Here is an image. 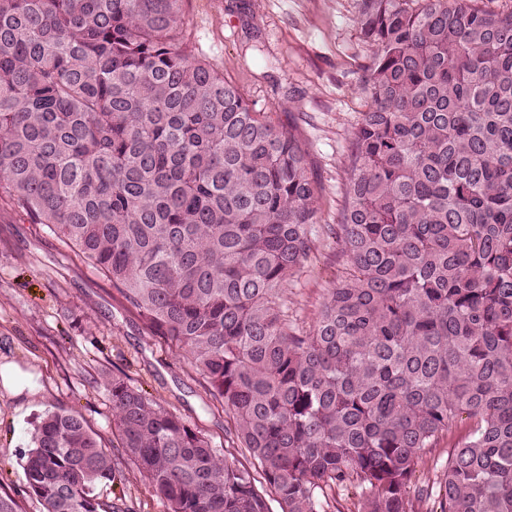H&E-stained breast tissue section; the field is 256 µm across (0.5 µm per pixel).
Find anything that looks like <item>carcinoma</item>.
<instances>
[{
	"mask_svg": "<svg viewBox=\"0 0 512 512\" xmlns=\"http://www.w3.org/2000/svg\"><path fill=\"white\" fill-rule=\"evenodd\" d=\"M186 0H0V200L44 224L179 346L231 415L228 461L122 376L113 453L76 412L35 425L43 512L133 465L166 512H410L448 437L441 512H512V11L360 0L372 48L342 275L308 333L284 287L320 223L307 151L187 38ZM468 431L453 438L457 422ZM422 460L413 478L414 487L410 499L415 512H440L438 481L441 471L448 460V437L440 440L436 448H426L422 451ZM433 487L432 496L429 499L420 500L415 493V487ZM359 489L355 487H349L348 489L330 490L328 487L324 489V495L330 503V508H327L331 512H350L354 510L353 502L357 500ZM336 499V500H335Z\"/></svg>",
	"mask_w": 512,
	"mask_h": 512,
	"instance_id": "cac0c4a2",
	"label": "carcinoma"
}]
</instances>
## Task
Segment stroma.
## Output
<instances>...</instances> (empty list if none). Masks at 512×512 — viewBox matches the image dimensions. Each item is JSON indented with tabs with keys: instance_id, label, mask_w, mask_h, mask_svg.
<instances>
[{
	"instance_id": "35a3bbf8",
	"label": "stroma",
	"mask_w": 512,
	"mask_h": 512,
	"mask_svg": "<svg viewBox=\"0 0 512 512\" xmlns=\"http://www.w3.org/2000/svg\"><path fill=\"white\" fill-rule=\"evenodd\" d=\"M358 0H187L189 41L223 69L256 109L295 127L321 189L322 221L346 200L352 132L366 108L371 50L357 25ZM303 270L285 287L288 317L311 331L344 257L323 228ZM125 374L195 425L223 454L232 421L179 350L153 335L110 282L48 227L0 201V492L19 512H43L24 485L31 434L47 412L75 410L106 446L112 401L105 384ZM104 501L165 512L134 467L96 485Z\"/></svg>"
}]
</instances>
